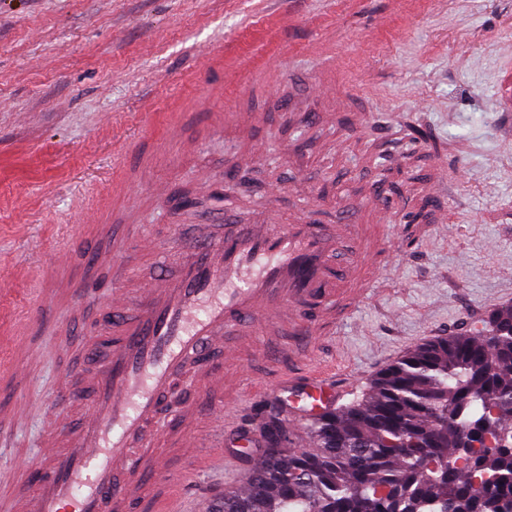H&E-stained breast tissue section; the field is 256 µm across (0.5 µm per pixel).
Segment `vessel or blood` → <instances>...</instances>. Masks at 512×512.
<instances>
[{
    "mask_svg": "<svg viewBox=\"0 0 512 512\" xmlns=\"http://www.w3.org/2000/svg\"><path fill=\"white\" fill-rule=\"evenodd\" d=\"M401 250L398 239L369 248L357 225L322 224L310 213L288 226L240 224L229 214L196 225L184 260L172 270L157 264L135 304L113 289L111 340L87 331L95 366L86 412L77 427L59 419L46 429L43 477L29 512H209L206 493L170 476L156 448L177 381L196 372L216 378L217 361L235 353L229 334L253 335L285 318L300 348L270 355L264 382L231 434L256 447L271 402L309 419L336 407L345 379L315 367L312 351L320 337L335 334L337 312L362 302ZM31 327L25 319L16 337L0 336V384L22 371L20 338ZM194 445L197 465L233 470L223 435Z\"/></svg>",
    "mask_w": 512,
    "mask_h": 512,
    "instance_id": "vessel-or-blood-1",
    "label": "vessel or blood"
}]
</instances>
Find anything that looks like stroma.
I'll list each match as a JSON object with an SVG mask.
<instances>
[{"label":"stroma","mask_w":512,"mask_h":512,"mask_svg":"<svg viewBox=\"0 0 512 512\" xmlns=\"http://www.w3.org/2000/svg\"><path fill=\"white\" fill-rule=\"evenodd\" d=\"M511 80L512 0H0V324L37 304L62 245L101 283L80 299L56 283L22 392L0 389V512H22L56 412L82 419L59 400L90 384L84 333L112 287L101 258L142 232L172 266L224 210L288 225L316 204L389 239L406 227L384 205L422 209L420 241L314 352L350 376L347 405L417 344L512 305ZM437 175L438 201L423 191ZM104 201L109 222L86 229ZM290 340L258 334L230 394Z\"/></svg>","instance_id":"1"}]
</instances>
